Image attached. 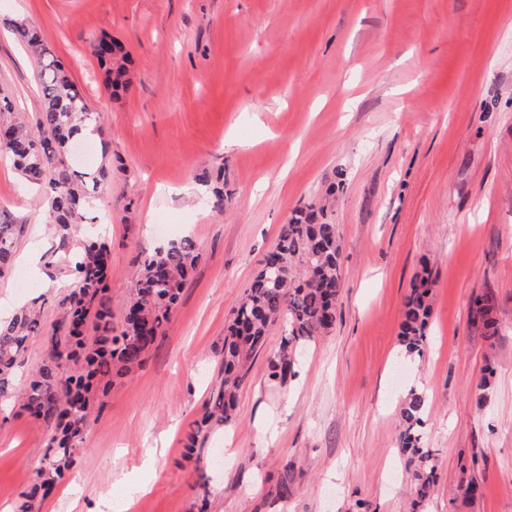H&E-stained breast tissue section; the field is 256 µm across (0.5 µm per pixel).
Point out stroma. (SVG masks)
<instances>
[{"mask_svg":"<svg viewBox=\"0 0 512 512\" xmlns=\"http://www.w3.org/2000/svg\"><path fill=\"white\" fill-rule=\"evenodd\" d=\"M35 25L98 112L85 165L107 164L96 202L111 250L120 327L141 261L193 238L200 259L143 366L96 394L80 465L41 512H412L396 447L412 388L435 458L424 512H512V0H0ZM109 35L134 61L110 99L90 44ZM36 61L0 29V96L34 123ZM224 179V208L209 202ZM335 187L342 291L333 328L295 378L270 379L272 331L238 392L232 423L195 453L184 442L222 377L224 326L292 213ZM0 200L21 230L0 303L40 299L16 386L41 364L76 281L40 223V192L0 154ZM36 252L51 287L22 257ZM434 287L423 358L399 368L413 278ZM497 297L487 348L474 298ZM492 387L479 395L485 367ZM44 427L0 411V512H18L46 450ZM231 449L196 482L197 460ZM478 458L480 492L461 463Z\"/></svg>","mask_w":512,"mask_h":512,"instance_id":"1","label":"stroma"}]
</instances>
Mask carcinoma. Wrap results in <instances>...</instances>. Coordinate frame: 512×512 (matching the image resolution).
<instances>
[{
	"label": "carcinoma",
	"instance_id": "obj_1",
	"mask_svg": "<svg viewBox=\"0 0 512 512\" xmlns=\"http://www.w3.org/2000/svg\"><path fill=\"white\" fill-rule=\"evenodd\" d=\"M18 40L36 54L42 108L35 128H30L0 103V153L12 160L15 170L46 198V223L58 246L73 241L78 226L95 221L88 217L92 200L108 168L80 171L67 161L70 142L83 134L89 121L97 120L69 69L44 45L37 30L12 18L0 20ZM94 54L107 75V89L117 98L128 94L130 56L124 45L103 35L93 41ZM298 209L282 225L277 243L234 310L224 329V377L216 396L205 404L186 437L194 451L212 428L233 417L237 393L246 380L253 357L263 349L270 331L283 332L280 351L270 361L269 377L284 381L297 375L293 354L304 344L327 333L336 320L342 289L339 225L327 198ZM17 225L0 210V275L14 264ZM200 258L196 242L184 237L146 257L136 273V288L123 316L121 330L112 334L108 306L111 254L99 237L81 244L73 253L72 272L77 288L59 300L61 319L57 334L28 385L16 390L15 379L26 362L30 341L43 331L37 301L0 321V404L40 421L49 432L42 466L19 512H40L43 502L73 469L79 459L92 393L107 391L114 375H126L142 366L146 354L165 332L175 312L184 282ZM433 280L428 272L412 281L404 301L399 339L406 353L422 355L430 314ZM496 298L487 291L473 300L471 322L494 347L499 330L493 317ZM427 408L425 395L409 389L402 403L398 451L416 463L411 485L413 512L429 498L435 482V464L421 446L418 428Z\"/></svg>",
	"mask_w": 512,
	"mask_h": 512
}]
</instances>
